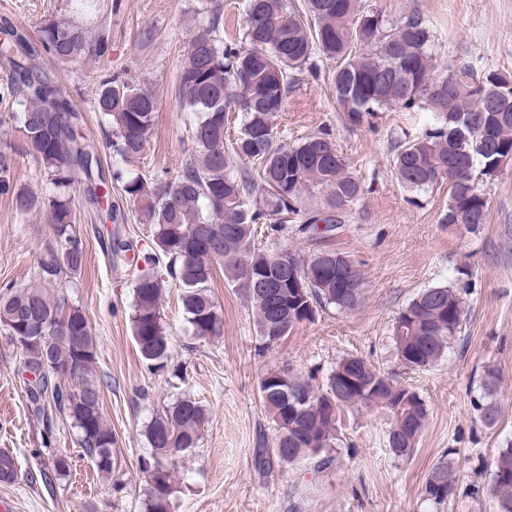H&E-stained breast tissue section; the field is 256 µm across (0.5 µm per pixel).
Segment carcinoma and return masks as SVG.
<instances>
[{
  "label": "carcinoma",
  "mask_w": 512,
  "mask_h": 512,
  "mask_svg": "<svg viewBox=\"0 0 512 512\" xmlns=\"http://www.w3.org/2000/svg\"><path fill=\"white\" fill-rule=\"evenodd\" d=\"M314 23L286 0H248L244 33L239 42H224L211 22L192 40L180 67L181 107L195 115L193 152L173 178L148 182L136 175L124 192L137 203L150 225L156 253H146L133 280L132 334L141 357L158 368L171 359L172 341L161 317L164 276L181 293L187 332L200 340L221 335L223 319L211 291L214 271L239 288L254 314L264 348L279 342L292 328L312 322L334 307L353 311L359 297L339 298L336 274L323 273L318 249L303 254L286 242L319 231H331L340 215L365 192L361 178L335 142L325 133L288 145L276 141L277 118L302 67L316 54L336 62L333 85L346 124L371 123L383 109L425 110L428 127L397 141L392 170L398 182L423 191L448 179V168L469 170L448 183L444 224L477 228L488 220V202L472 173L496 176L503 158L512 161V87L499 71L477 75L462 67H448L432 75L431 34L423 18L411 15L391 22L382 8L359 0H305ZM109 46L108 31L47 19L38 33L4 20L0 24V101L22 98L17 113L19 148L0 149V196L11 200L18 215L44 210L49 240L37 256V274L22 287L0 292V328L9 340L35 336L39 329L67 325L70 339L47 342L58 368L46 370L36 348H20L27 371L35 375L29 388L37 418L47 432L54 422L67 421L76 444L97 472L112 474V428L103 411L104 381L97 375V340L83 310L48 295V286L75 275L86 252L76 224L73 195L83 185V207L90 218L118 223L124 219L112 204V178L102 168L82 135L83 115L38 61L49 56L69 62L92 55L102 57ZM97 111L112 130L109 147L124 159L143 155L157 100L152 93L125 81L104 80L96 93ZM241 116L239 135L224 142L230 114ZM29 155L49 184L43 196L17 185V156ZM316 188L326 193L332 213L302 206L303 195ZM166 264H161V260ZM305 291L282 288L281 306L273 308L257 287L256 277L288 278V262ZM165 272H160V266ZM466 312L462 292L448 286L419 292L395 317L391 341L415 369H427L447 352L461 332ZM316 389L293 369L269 370L259 381L260 403L276 426L275 447L254 449L255 469L269 472L273 462L292 464L312 460L317 469L333 461L338 441L336 421L325 406L336 398L335 373ZM357 392L341 397L342 408L382 405L393 423L387 443L397 457H407L427 421L422 398L397 384L365 360ZM497 370L486 367L483 395L476 403L482 423L492 428L499 419L496 401ZM207 413L200 402L180 397L162 406L146 426L149 452L140 458L148 474L144 512H173L171 496L181 457L198 447ZM17 476L15 459L0 452V482ZM457 464L446 454L430 470L425 500L440 509L456 495ZM488 494L495 512H512V441L498 449L493 460Z\"/></svg>",
  "instance_id": "cac0c4a2"
}]
</instances>
